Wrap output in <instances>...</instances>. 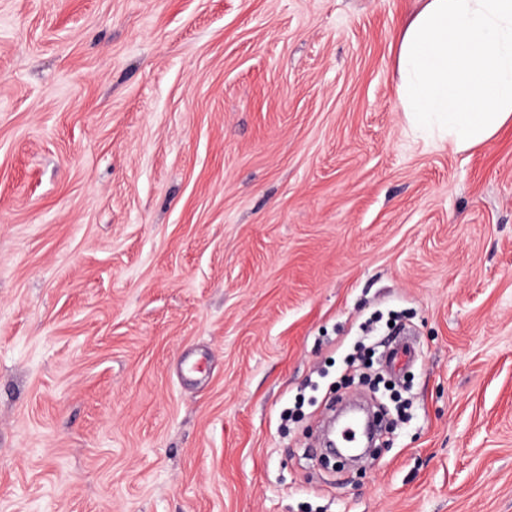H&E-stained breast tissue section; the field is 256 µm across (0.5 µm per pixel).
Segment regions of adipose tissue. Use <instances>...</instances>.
I'll return each mask as SVG.
<instances>
[{"label": "adipose tissue", "instance_id": "ef3b65f1", "mask_svg": "<svg viewBox=\"0 0 512 512\" xmlns=\"http://www.w3.org/2000/svg\"><path fill=\"white\" fill-rule=\"evenodd\" d=\"M396 61L405 117L423 138L462 152L512 124V0H425Z\"/></svg>", "mask_w": 512, "mask_h": 512}]
</instances>
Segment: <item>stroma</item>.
<instances>
[{
	"label": "stroma",
	"mask_w": 512,
	"mask_h": 512,
	"mask_svg": "<svg viewBox=\"0 0 512 512\" xmlns=\"http://www.w3.org/2000/svg\"><path fill=\"white\" fill-rule=\"evenodd\" d=\"M423 4L0 0V512H512V126L411 132Z\"/></svg>",
	"instance_id": "obj_1"
}]
</instances>
